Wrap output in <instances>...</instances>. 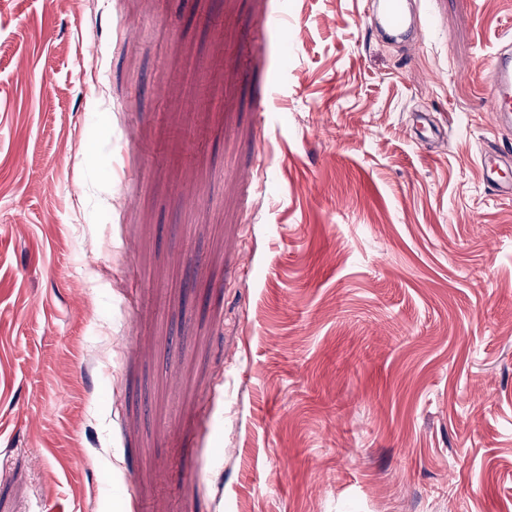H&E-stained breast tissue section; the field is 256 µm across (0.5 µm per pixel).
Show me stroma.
Returning a JSON list of instances; mask_svg holds the SVG:
<instances>
[{
  "label": "stroma",
  "mask_w": 512,
  "mask_h": 512,
  "mask_svg": "<svg viewBox=\"0 0 512 512\" xmlns=\"http://www.w3.org/2000/svg\"><path fill=\"white\" fill-rule=\"evenodd\" d=\"M372 5L0 0V512H512V0ZM380 11L368 16L376 30L393 41L410 44L413 41L415 30H405L404 16L401 11L400 0H384ZM489 80L492 88L494 126H512V49L511 44L497 50L491 59ZM483 182L501 197L512 198L511 153L487 149L480 154Z\"/></svg>",
  "instance_id": "1"
}]
</instances>
